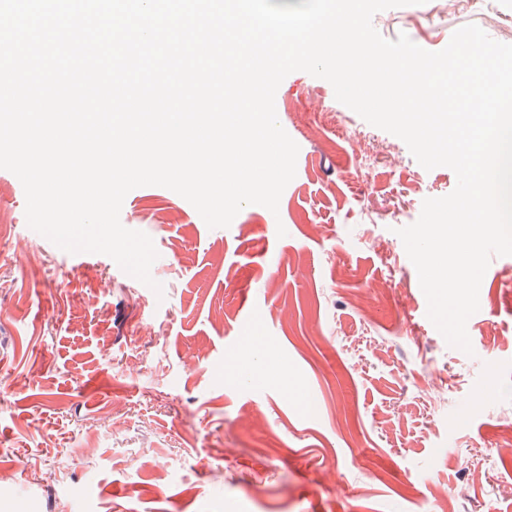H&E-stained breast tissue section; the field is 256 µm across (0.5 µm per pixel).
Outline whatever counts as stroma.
Wrapping results in <instances>:
<instances>
[{
  "instance_id": "35a3bbf8",
  "label": "stroma",
  "mask_w": 512,
  "mask_h": 512,
  "mask_svg": "<svg viewBox=\"0 0 512 512\" xmlns=\"http://www.w3.org/2000/svg\"><path fill=\"white\" fill-rule=\"evenodd\" d=\"M372 23L428 51L469 23L512 43V0ZM275 108L299 146L278 213L211 229L168 188L125 197L158 293L29 228L0 169V512H512V256L483 277L473 355L450 347L396 230L455 173L306 72Z\"/></svg>"
}]
</instances>
